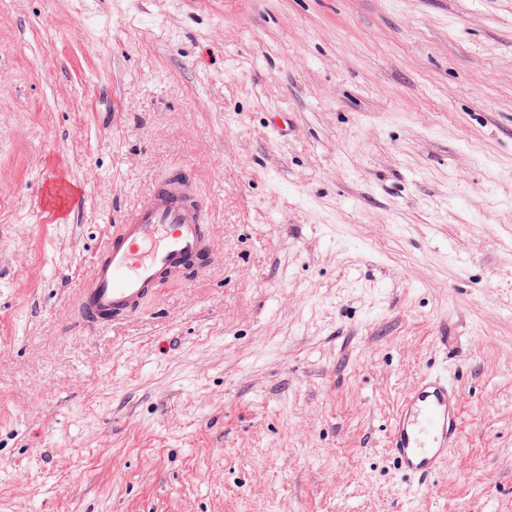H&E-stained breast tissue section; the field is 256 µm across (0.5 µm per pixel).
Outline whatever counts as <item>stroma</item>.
Returning a JSON list of instances; mask_svg holds the SVG:
<instances>
[{"mask_svg":"<svg viewBox=\"0 0 512 512\" xmlns=\"http://www.w3.org/2000/svg\"><path fill=\"white\" fill-rule=\"evenodd\" d=\"M175 170L219 264L85 329ZM430 368L461 444L419 491L386 432ZM408 504L512 512V0H0V512Z\"/></svg>","mask_w":512,"mask_h":512,"instance_id":"1","label":"stroma"}]
</instances>
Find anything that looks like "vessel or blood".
Here are the masks:
<instances>
[{"label": "vessel or blood", "mask_w": 512, "mask_h": 512, "mask_svg": "<svg viewBox=\"0 0 512 512\" xmlns=\"http://www.w3.org/2000/svg\"><path fill=\"white\" fill-rule=\"evenodd\" d=\"M218 254L188 179L172 172L156 180L123 214L81 279L78 314L100 331L120 325L161 280L212 267ZM456 386L438 370L421 374L391 420L387 446L393 467L414 488H427L460 443Z\"/></svg>", "instance_id": "b4317fda"}]
</instances>
